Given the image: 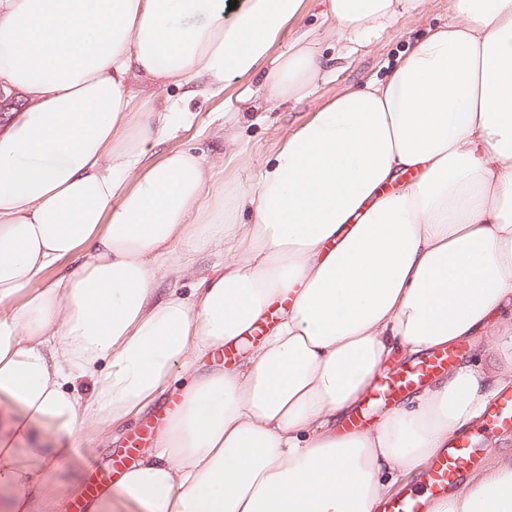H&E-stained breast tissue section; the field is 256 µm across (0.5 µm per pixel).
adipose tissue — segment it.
Returning <instances> with one entry per match:
<instances>
[{"label": "adipose tissue", "instance_id": "1", "mask_svg": "<svg viewBox=\"0 0 512 512\" xmlns=\"http://www.w3.org/2000/svg\"><path fill=\"white\" fill-rule=\"evenodd\" d=\"M310 0H0V512H378L392 483L512 387V0H449L385 79L327 96L253 186L173 146L232 78L264 105L325 68ZM353 52L426 0H318ZM182 89L165 105L155 100ZM223 245L192 298L160 293ZM275 323L248 355L202 362ZM463 361L346 432L397 358L476 335ZM178 401L99 496L60 489L67 450ZM428 512H512V454Z\"/></svg>", "mask_w": 512, "mask_h": 512}]
</instances>
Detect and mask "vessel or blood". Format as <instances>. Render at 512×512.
<instances>
[{"mask_svg": "<svg viewBox=\"0 0 512 512\" xmlns=\"http://www.w3.org/2000/svg\"><path fill=\"white\" fill-rule=\"evenodd\" d=\"M457 356V350L443 349L381 376L372 392V400L386 404L397 401L436 372L447 369ZM482 421L494 429L512 428V390L485 409ZM483 452L480 432L467 430L460 433L451 446L426 465L418 488L386 500L379 512H427L430 498L447 493L449 487L471 470Z\"/></svg>", "mask_w": 512, "mask_h": 512, "instance_id": "obj_1", "label": "vessel or blood"}]
</instances>
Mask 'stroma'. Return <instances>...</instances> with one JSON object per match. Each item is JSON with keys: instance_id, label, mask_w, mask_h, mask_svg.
I'll use <instances>...</instances> for the list:
<instances>
[{"instance_id": "stroma-1", "label": "stroma", "mask_w": 512, "mask_h": 512, "mask_svg": "<svg viewBox=\"0 0 512 512\" xmlns=\"http://www.w3.org/2000/svg\"><path fill=\"white\" fill-rule=\"evenodd\" d=\"M449 14L448 0H427L423 11L402 14L395 26L383 33L373 45L342 57L338 54L335 42L326 35L328 25L322 21L318 7H309L299 18L293 31L283 36L277 50L281 53L288 52L296 33L309 31L313 51L327 61L326 75L317 80L311 96L270 111L256 110L247 121L240 123L234 152L230 161L225 164L224 179L244 186L253 185L281 137L292 126L303 122L326 95L358 86L372 78H383L408 44L422 36L429 27L446 24ZM262 93L259 80L243 77L233 79L224 96L208 101L199 98L190 101L187 108L195 112L196 119L188 130L178 134L176 145L194 148L205 160H214L217 148L223 143L224 112L236 108L238 95L258 97ZM135 430V425L130 424L117 429L108 441L86 442L71 449L68 467L62 475L63 480L68 483L85 481L89 461L101 460L114 449L122 447Z\"/></svg>"}]
</instances>
